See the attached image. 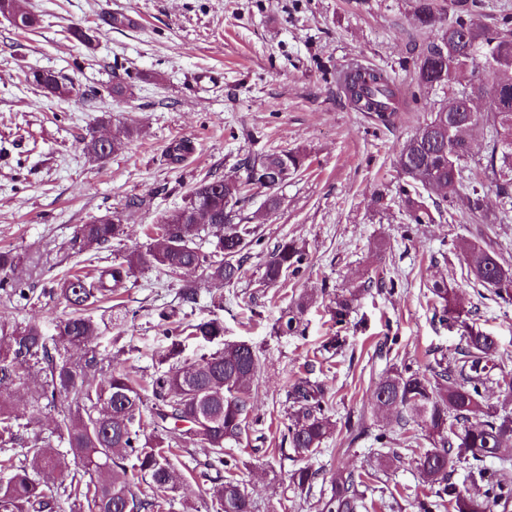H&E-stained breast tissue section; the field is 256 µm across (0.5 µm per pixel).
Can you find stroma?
Returning a JSON list of instances; mask_svg holds the SVG:
<instances>
[{"mask_svg": "<svg viewBox=\"0 0 512 512\" xmlns=\"http://www.w3.org/2000/svg\"><path fill=\"white\" fill-rule=\"evenodd\" d=\"M39 26L21 31L0 16V251L39 260L37 287L48 288L80 257L67 245L80 225L116 213L128 226L125 250L146 246L150 225L184 206L208 177L240 176L245 155L270 150L306 154L309 167L278 186L277 210L264 213L260 239L240 282L202 288L194 307L178 299L182 276L152 269L136 273L99 307L117 325L92 343L113 367L149 381L170 341L158 314L177 310L180 322L218 314L224 339L253 346L260 369L252 385L257 424L247 443L231 447L238 477L254 512H321L336 474H370L373 500L390 512H416L427 493L415 458L428 442L420 421L390 429V414L375 410L372 393L391 367L426 370L466 346L469 328L496 341V361L512 370V300L476 292L466 282L460 242L485 233L512 264V219L499 221L500 199L486 194L483 219L470 218L460 196L425 193L447 217L405 233L397 199L402 179L399 145L441 103L442 91L418 87L415 64L434 39L414 19L415 0H24ZM125 15L119 29L104 15ZM83 28L88 43L68 34ZM360 59L381 69L411 97L394 126H376L354 111L336 83V70ZM33 69L50 70L75 85L58 98L25 83ZM130 94L112 97L114 82ZM120 127L138 135L106 161L82 151L88 129ZM188 138L192 154L180 165L169 144ZM390 203L382 206L379 195ZM147 198L128 213L125 200ZM296 240L309 264L284 284L265 287L262 267L277 242ZM392 278L395 290L362 293L346 319L333 316L337 294L369 275ZM443 280L460 297V318L441 320L430 282ZM309 296L298 334L280 333V318L298 296ZM223 297V310L213 300ZM68 314L59 301L37 307L0 304V332L40 322L48 342ZM339 341L325 359L323 345ZM324 383L336 429L310 462L318 477L310 493L294 490L290 474L303 462L283 435L289 423L292 381ZM390 429L387 445L375 442ZM209 461L205 449L182 448L176 464L187 484L172 493L167 512H213L193 482Z\"/></svg>", "mask_w": 512, "mask_h": 512, "instance_id": "35a3bbf8", "label": "stroma"}]
</instances>
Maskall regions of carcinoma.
<instances>
[{"mask_svg": "<svg viewBox=\"0 0 512 512\" xmlns=\"http://www.w3.org/2000/svg\"><path fill=\"white\" fill-rule=\"evenodd\" d=\"M476 0H449L452 17L448 26H437L435 0H416L414 16L420 27L436 29L435 38L416 64L420 86L450 92L448 103L435 110L414 134L401 143L396 164L404 178L399 186L401 200L411 224H433L443 218L440 203L422 201L427 189L465 191L469 212L483 215L486 185L496 188L503 213L512 210V97L499 93V79L512 78V20L495 27H479L472 21ZM0 13L19 18L21 29L33 28L38 18L26 10L21 0H0ZM482 74L479 92L487 100L484 113L466 112V98L472 92L476 73ZM467 83L460 90L454 85L461 78ZM337 81L351 107L366 114L375 124L389 127L406 102L385 75L358 59L337 72ZM24 82L44 93L62 97L73 93L74 84L65 83L49 70H32ZM136 131L126 128L108 143L93 132L82 138L84 151L102 161L120 150ZM486 150V182L465 175V163L478 140ZM188 139H179L166 150L173 164L183 162L191 152ZM306 156L298 151H273L249 156L242 163V175L234 181L209 179L200 182L188 203L161 218L152 227V242L115 259L109 267L89 276L67 271L55 288H35L33 279L16 275L19 257L0 251V298L11 303L35 306L57 298L70 309L57 324L62 343L77 353H53L43 327L28 322L0 336V449L25 444L24 460L0 463V512H165L169 494L184 485V476L173 463V445H199L215 455L224 472L223 482L214 493L215 512H253L248 494L236 477L238 460L224 456V447L238 443L253 424L251 388L259 368L254 348L245 342H226L215 352L190 363L177 361L184 339L212 342L224 337V322L205 318L180 327L183 339L172 341L162 358L168 369L159 371L151 383L152 403H147L140 383L129 373L89 349L100 324L83 312L111 298L125 287L138 271L162 269L177 274L202 272L204 281L234 285L244 274V251L253 242L257 225L240 217L242 205L255 188L268 190L264 208L274 210L280 199L273 189L300 171ZM205 232L215 238L214 250L206 253L195 243ZM127 237V225L118 215L82 224L69 242L68 250L80 254L89 248H111ZM470 284L489 288L512 299V265L501 261L490 243L464 245ZM307 263L306 250L294 240H281L264 264L261 282L277 285L297 277ZM201 282L185 280L180 286L181 303L197 304ZM362 288H351L336 296V322L342 323L357 301ZM430 292L442 308L440 318L457 312L460 302L454 289L435 281ZM307 299L294 302V309L282 317L280 330L299 332L300 318ZM494 339L480 331L467 336L460 357L438 361L431 373L409 367L394 368L373 391L377 409L395 414V424L406 425V414L418 417L431 439L422 449L416 467L424 482L437 487L435 498L417 502L418 512H491L512 503V372L497 369ZM499 373H494V370ZM99 372L103 382L95 384L88 375ZM42 376L41 384L31 387L30 379ZM496 383L504 402L485 401L488 384ZM292 403L288 443L294 453L308 459L321 452L333 424L326 416L325 385L300 378L288 393ZM67 401L69 411L55 422L54 434L66 445L55 453L44 447L40 434L23 437L29 424L26 414L50 411L58 400ZM153 428L160 431L150 441L142 437L144 413ZM495 459L491 468L487 461ZM82 470L71 471V464ZM465 465L466 479L483 488L480 495L459 489L451 481L452 472ZM71 474L68 484L56 483ZM316 472L300 467L290 475L294 489H311ZM145 482L152 495L139 497L135 482ZM332 492L324 502V512H363L368 508V483L353 475L331 481Z\"/></svg>", "mask_w": 512, "mask_h": 512, "instance_id": "cac0c4a2", "label": "carcinoma"}]
</instances>
